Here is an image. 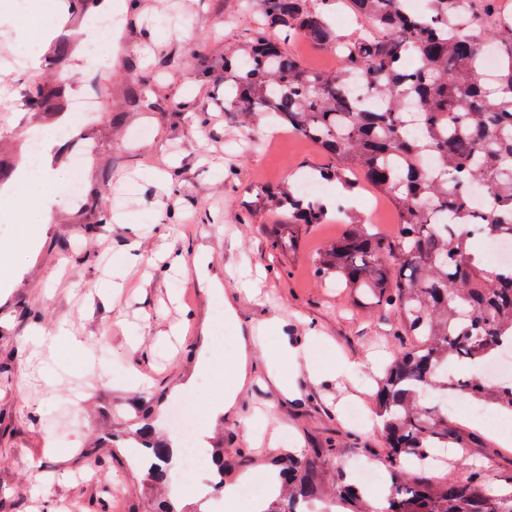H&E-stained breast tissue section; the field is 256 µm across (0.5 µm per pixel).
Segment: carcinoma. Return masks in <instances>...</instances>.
<instances>
[{
    "label": "carcinoma",
    "mask_w": 512,
    "mask_h": 512,
    "mask_svg": "<svg viewBox=\"0 0 512 512\" xmlns=\"http://www.w3.org/2000/svg\"><path fill=\"white\" fill-rule=\"evenodd\" d=\"M340 4L363 32L336 35L329 16ZM259 12L242 57L224 60L231 111L275 117L320 147L317 177L349 190L358 175L399 214L395 234L353 224L317 260L320 274L373 295L416 341L395 354L378 393L389 492L354 512H512V496L491 493L478 471L464 480L426 473L432 449L470 443L448 409L428 400L430 391L512 414V383L448 373L455 363L484 364L512 349V267H487L471 250L484 236L512 238V17L500 13L499 0H428L422 11L409 0H259ZM487 33L499 52L490 82L478 75ZM297 38L336 50L339 66L306 67L286 49ZM410 54L420 60L416 70L404 65ZM355 78L378 106L350 94ZM476 184L494 198L485 210L470 204ZM271 202L288 210L290 224L326 221L323 202L289 189ZM143 455L147 480L165 483L173 448L147 439ZM281 476L268 512H303L328 490L358 500L340 474L326 487L316 451L288 462Z\"/></svg>",
    "instance_id": "carcinoma-1"
}]
</instances>
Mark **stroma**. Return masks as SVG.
I'll use <instances>...</instances> for the list:
<instances>
[{
    "mask_svg": "<svg viewBox=\"0 0 512 512\" xmlns=\"http://www.w3.org/2000/svg\"><path fill=\"white\" fill-rule=\"evenodd\" d=\"M112 24L93 26L99 9L73 21L67 57L47 48L40 70L11 75L0 100V159L23 164L29 135L49 139L42 163L70 169L89 146L80 181L82 205L56 196L37 242L0 291V512H156L171 496L150 486L130 454L141 427L170 443L176 402L205 425L223 367L199 372V352L216 332L256 335L274 321L267 347L316 332L351 369L320 384L284 365L297 391L284 395L255 353L252 382L234 416L207 439L224 448V480L263 478L289 448L326 452L329 477L362 459L384 467L381 437L365 418L375 410L384 364L410 346L396 341L393 318L372 300L322 278V245L345 225H283L265 193L300 189L324 156L311 141L278 131L274 118H243L224 109V58L257 28L258 8L245 0H111ZM47 0L24 13L0 0V42L24 51L31 30L52 26ZM96 73L104 114L73 112L83 72ZM36 82L60 91L61 105L28 109L23 91ZM189 109H182V102ZM342 196L346 213L382 231L397 228L389 197L366 186L344 193L323 181L317 196ZM113 214L101 224L100 214ZM139 239L144 259L126 264ZM181 257L186 267L172 268ZM233 319H225V303ZM66 325L81 352L39 351L34 331ZM194 388H186L187 380ZM466 465L488 485L512 487V434L496 436L466 417Z\"/></svg>",
    "mask_w": 512,
    "mask_h": 512,
    "instance_id": "1",
    "label": "stroma"
}]
</instances>
